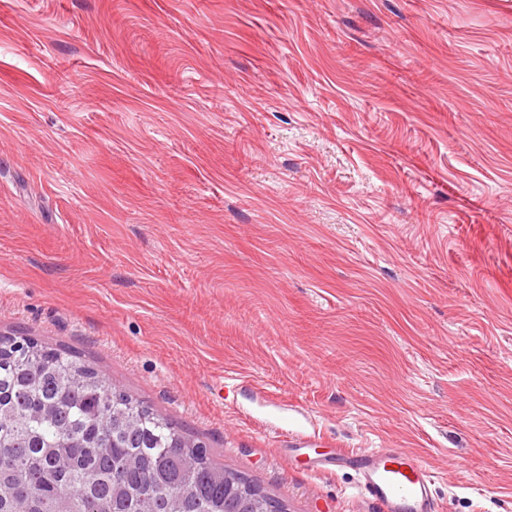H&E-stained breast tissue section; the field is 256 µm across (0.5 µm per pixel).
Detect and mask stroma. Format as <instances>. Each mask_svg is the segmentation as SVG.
Returning <instances> with one entry per match:
<instances>
[{
    "mask_svg": "<svg viewBox=\"0 0 512 512\" xmlns=\"http://www.w3.org/2000/svg\"><path fill=\"white\" fill-rule=\"evenodd\" d=\"M0 333L288 512H512V0H0ZM342 462L358 467L366 493L385 512H436L430 497L434 473L418 457L397 453L394 448H374L353 457L336 448L333 457L320 460L318 465L327 468Z\"/></svg>",
    "mask_w": 512,
    "mask_h": 512,
    "instance_id": "stroma-1",
    "label": "stroma"
}]
</instances>
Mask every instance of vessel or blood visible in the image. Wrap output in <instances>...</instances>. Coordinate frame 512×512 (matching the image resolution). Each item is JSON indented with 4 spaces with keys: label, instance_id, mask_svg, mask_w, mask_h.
Here are the masks:
<instances>
[{
    "label": "vessel or blood",
    "instance_id": "vessel-or-blood-1",
    "mask_svg": "<svg viewBox=\"0 0 512 512\" xmlns=\"http://www.w3.org/2000/svg\"><path fill=\"white\" fill-rule=\"evenodd\" d=\"M348 460L358 467L366 493L384 512H436L430 496L434 475L418 457L391 448H375L353 458L338 451L321 465L327 468Z\"/></svg>",
    "mask_w": 512,
    "mask_h": 512
}]
</instances>
